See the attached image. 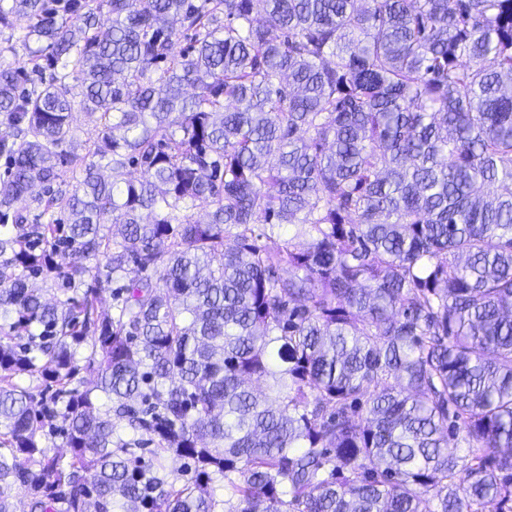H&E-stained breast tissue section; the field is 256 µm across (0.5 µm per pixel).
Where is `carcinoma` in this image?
Masks as SVG:
<instances>
[{"label": "carcinoma", "instance_id": "carcinoma-1", "mask_svg": "<svg viewBox=\"0 0 512 512\" xmlns=\"http://www.w3.org/2000/svg\"><path fill=\"white\" fill-rule=\"evenodd\" d=\"M0 27L50 71L0 65V512H512V0ZM72 122L74 133L70 151L81 156L85 155L88 145L95 135L96 116L88 115L85 111L76 108Z\"/></svg>", "mask_w": 512, "mask_h": 512}]
</instances>
